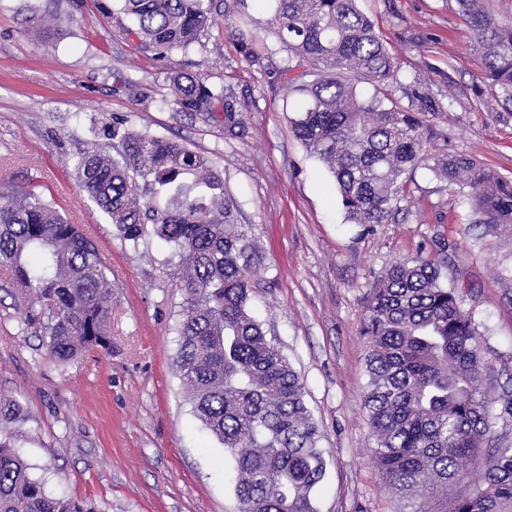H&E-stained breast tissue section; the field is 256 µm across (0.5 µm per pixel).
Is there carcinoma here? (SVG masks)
Listing matches in <instances>:
<instances>
[{"instance_id":"cac0c4a2","label":"carcinoma","mask_w":512,"mask_h":512,"mask_svg":"<svg viewBox=\"0 0 512 512\" xmlns=\"http://www.w3.org/2000/svg\"><path fill=\"white\" fill-rule=\"evenodd\" d=\"M139 50L159 61L189 50L217 17L246 0H119ZM270 33L284 65L257 52L249 30L231 35L244 60L288 91L296 138L323 160L354 224L395 221L406 175L427 159L447 182L470 189L481 224H512V180L470 155L428 154L425 133L457 99L443 101L420 74L403 71L356 0H269ZM474 34L484 91L512 103V27L484 0H455ZM181 112L224 113V134L247 136L251 93L210 86L201 75L172 78ZM371 87L363 96L358 84ZM120 159L100 149L73 157L82 190L117 235L152 234L179 258L185 305L176 367L193 412L223 445L235 471L238 512H314L311 493L326 471L304 385L268 342L247 303L239 208L207 159L169 138L112 125ZM0 271L23 302L49 356L68 364L112 348V272L94 242L32 190L0 191ZM361 336L368 384L361 399L376 442L372 462L391 490L424 497L469 478L453 512H512V446L492 442L480 333L433 263L396 262L366 296ZM21 404L0 395V512H94L53 496L14 449ZM485 462L471 477L478 456Z\"/></svg>"}]
</instances>
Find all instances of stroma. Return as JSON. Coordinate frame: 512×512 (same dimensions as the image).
Wrapping results in <instances>:
<instances>
[{"instance_id": "35a3bbf8", "label": "stroma", "mask_w": 512, "mask_h": 512, "mask_svg": "<svg viewBox=\"0 0 512 512\" xmlns=\"http://www.w3.org/2000/svg\"><path fill=\"white\" fill-rule=\"evenodd\" d=\"M358 6L404 71L427 61L457 82L430 151L475 156L511 179L512 107L475 100L482 65L454 0ZM132 28L118 0H0V191L54 201L112 272L111 350L65 365L25 327L0 276V393L27 414L19 455L48 493L96 512L237 510L231 463L175 366L177 262L155 238L136 247L117 236L70 164L77 150L111 149L103 130L118 117L208 158L239 205L249 308L300 375L321 433L326 473L315 512H417L419 498L391 492L370 463L374 440L360 409L364 297L391 264L430 260L478 327L492 396L512 395V224L477 223L466 194L424 165L408 176L396 222L351 223L331 173L293 136L283 94L243 60L224 25L165 64L137 50ZM179 72L250 88L247 137L226 136L223 118L178 111L170 78Z\"/></svg>"}]
</instances>
